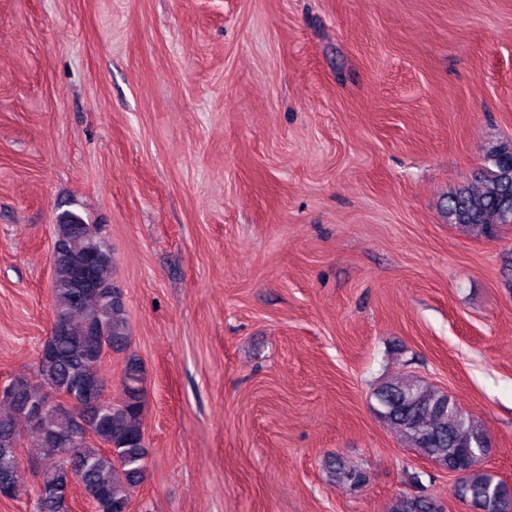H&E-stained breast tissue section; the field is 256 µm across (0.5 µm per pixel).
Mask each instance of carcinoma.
<instances>
[{"instance_id":"carcinoma-1","label":"carcinoma","mask_w":512,"mask_h":512,"mask_svg":"<svg viewBox=\"0 0 512 512\" xmlns=\"http://www.w3.org/2000/svg\"><path fill=\"white\" fill-rule=\"evenodd\" d=\"M492 162L482 169V189L464 187L445 206L448 223L488 240L512 223V141L493 146ZM93 280L87 286L76 277L92 253ZM115 285L112 249L76 212L55 225L52 310L64 322L60 335L42 344L36 361V383L0 397L8 412L0 414V493L10 499L26 490L25 463L19 456L22 434L18 420L26 419L21 404L43 401L47 393L67 397L73 409L90 413L96 442L69 450L59 441L62 419L56 405L47 406L43 424L26 426L37 442L38 512H72L70 489L77 485L97 512H129L131 493L146 478L147 448L140 423L144 398V369L134 355L127 358L119 398L90 409L86 397L104 391V353L123 351L129 343L124 295L107 302L105 286ZM377 416L396 430L403 444L462 478L455 492L472 501L474 512H512V488L496 473L481 467L490 444L475 419L450 394L420 379L387 378L373 391ZM366 481L361 468L339 467L336 482L352 487ZM386 512H443L435 499L423 494H399Z\"/></svg>"}]
</instances>
